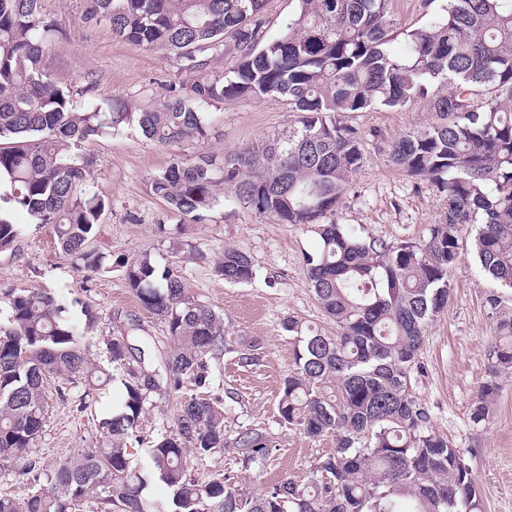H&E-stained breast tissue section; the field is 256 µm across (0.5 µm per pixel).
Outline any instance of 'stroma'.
<instances>
[{
  "label": "stroma",
  "instance_id": "1",
  "mask_svg": "<svg viewBox=\"0 0 512 512\" xmlns=\"http://www.w3.org/2000/svg\"><path fill=\"white\" fill-rule=\"evenodd\" d=\"M444 0H391L389 9L399 27L430 24ZM44 14L58 33L46 53L44 66L56 80L71 88L76 103L94 98L102 107L120 100L136 112L158 107L169 83L181 81L176 65L161 54L115 38L109 26L80 23L83 0H41ZM214 129L201 142L161 145L135 127L97 138L90 145L97 164L96 190L110 202L97 226L93 245L112 256L150 255L160 267L181 273L193 295L224 316L229 347L213 360L214 378L207 396L221 409L229 434L255 429L275 446L260 464L245 462L237 449L187 457V474L207 481L219 474L233 478L239 488L262 492L290 479L309 483L318 460L334 448L333 438L309 439L302 430L281 424L278 401L283 379L295 368L298 337L288 335L283 319L293 317L325 336L336 325L317 302L307 277L306 255L315 253L318 236L305 226L277 223L247 205L224 202L207 220L191 224L188 241L195 254L173 252L158 233V224L174 225L180 218L156 196L152 174L172 157L194 162L199 154H224L244 148L267 135L296 127L297 113L276 98L235 99L213 110ZM428 103L393 111L375 108L351 119L363 134L364 165L336 207L335 220L356 227L363 235L389 243L419 242L445 211L443 196L430 183L414 179L395 167L389 148L400 136L426 124ZM20 235L12 249L0 252V286L63 293L70 301L89 303L97 314L86 353L97 367H106L103 340L129 323L142 324L155 345L156 358L174 349L165 324L150 317L127 287L121 271L86 280L71 259L56 249L51 226L18 216ZM249 255L256 276L234 285L216 276L214 267L225 248ZM452 288L443 312L427 327L419 354L420 367L410 379L414 397L428 408L436 434L461 448L476 478L482 512H512V371L498 377L500 391L489 418L474 421L472 412L479 387L490 375V355L498 319L512 314V290L486 276L470 250H463L450 275ZM498 306H491V298ZM257 341L261 362L243 367L234 351L240 339ZM58 379L49 381L48 414L32 456L50 469L73 449H93L102 439L99 421L111 412L123 388L114 380L99 392L95 414L76 410L84 392L70 385L57 395ZM154 405L141 423L142 444L130 450L132 467L146 468L150 443L171 429L179 406L178 394L155 393Z\"/></svg>",
  "mask_w": 512,
  "mask_h": 512
}]
</instances>
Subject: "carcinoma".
Listing matches in <instances>:
<instances>
[{"label": "carcinoma", "instance_id": "carcinoma-1", "mask_svg": "<svg viewBox=\"0 0 512 512\" xmlns=\"http://www.w3.org/2000/svg\"><path fill=\"white\" fill-rule=\"evenodd\" d=\"M40 2L0 0V182L8 188L0 202L51 225L86 279L121 270L142 308L164 320L175 349L155 365L136 322L105 339L124 387L120 409L101 422L106 443L77 448L41 471L29 454L45 427L47 379L88 382L77 410L92 405L94 371L80 342L96 316L87 303L74 315L62 294L0 288L7 298L0 310V460L19 463L18 475L38 485L24 499L0 494V512H73L90 497L117 512H158L143 496L154 477L173 489L164 512H481L464 453L430 428L429 411L409 386L426 328L448 302L465 230L474 231L482 270L512 289V7L446 0L436 20L401 31L389 0H293L285 31L267 40V0H85L83 24L105 23L116 38L162 52L185 74L154 111L105 112L93 101L76 107L70 89L45 72L57 26ZM227 38L238 58L213 75L198 53L224 52ZM267 97L299 113L298 126L222 157L174 158L151 178L154 194L195 223L227 190L280 224L315 226L320 239L306 259L307 277L336 335L283 320L303 345L284 378L278 414L312 439L334 437L335 448L308 485L284 479L253 494L225 476L204 483L187 477L190 451L207 456L232 447L260 463L273 448L256 430L226 436L224 414L202 397L181 402L173 429L153 441L147 470L129 466L128 444L151 394L209 386L211 360L225 349L224 318L150 256L112 260L91 247L110 203L95 190L88 145L126 126L161 145L203 139L214 104ZM423 99L432 103V120L394 141L390 158L444 195L443 220L427 240L395 245L330 219L364 163L360 132L344 118ZM158 229L173 251L193 249L180 238L183 227L173 236L164 224ZM19 235V225L0 215V251ZM215 273L229 284L255 277L251 258L231 247ZM258 350L257 342L240 341L239 363L257 364ZM492 359L473 410L478 422L491 411L499 373L512 369V317L498 322Z\"/></svg>", "mask_w": 512, "mask_h": 512}]
</instances>
